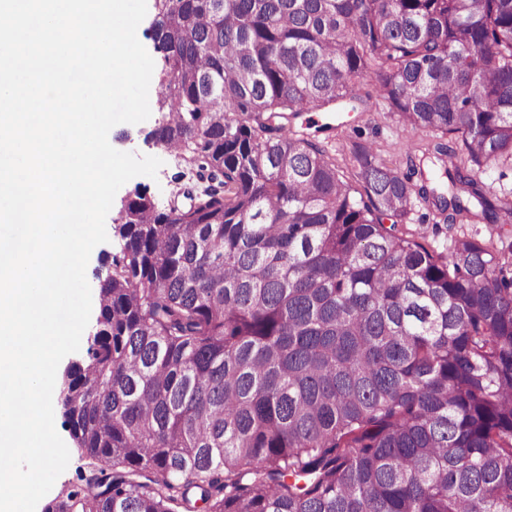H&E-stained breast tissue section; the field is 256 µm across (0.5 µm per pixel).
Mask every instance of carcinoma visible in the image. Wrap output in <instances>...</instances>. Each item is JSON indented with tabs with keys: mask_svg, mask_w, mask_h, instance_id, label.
<instances>
[{
	"mask_svg": "<svg viewBox=\"0 0 512 512\" xmlns=\"http://www.w3.org/2000/svg\"><path fill=\"white\" fill-rule=\"evenodd\" d=\"M153 9L152 139L208 185L119 210L43 512H512V245L399 228L512 222V0ZM373 97L432 134L406 175L290 130Z\"/></svg>",
	"mask_w": 512,
	"mask_h": 512,
	"instance_id": "cac0c4a2",
	"label": "carcinoma"
}]
</instances>
